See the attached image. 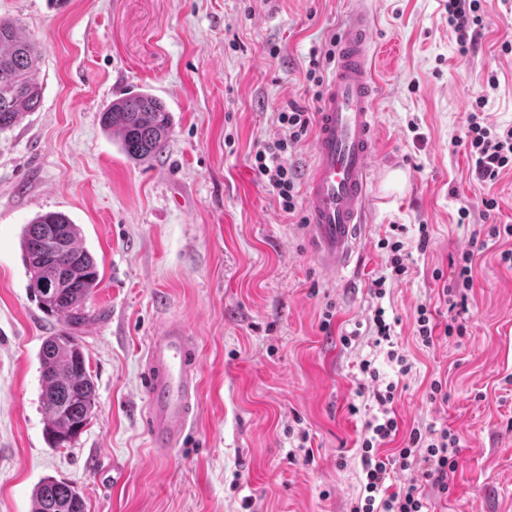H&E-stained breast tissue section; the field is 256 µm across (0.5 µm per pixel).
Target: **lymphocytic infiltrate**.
Masks as SVG:
<instances>
[{"label":"lymphocytic infiltrate","mask_w":512,"mask_h":512,"mask_svg":"<svg viewBox=\"0 0 512 512\" xmlns=\"http://www.w3.org/2000/svg\"><path fill=\"white\" fill-rule=\"evenodd\" d=\"M448 24L452 27L460 53H468L481 27V0H447ZM484 99H477L468 115L464 142L480 180H494L499 172L512 168V126L495 129L487 124L482 109ZM280 124L288 130L285 138L263 144L254 155L258 173L276 189L281 206L294 212L297 203V181L292 168L284 162L288 149L293 148L308 133L310 116L303 109L294 107L280 112ZM474 253L462 251L456 260L457 278L454 285L444 286L448 298L449 321L444 327L445 336L464 335L467 312L465 300L473 286L472 261ZM396 387L387 384L385 389L374 392L382 411L365 423L361 441L362 493L351 512H426L427 502L422 492L423 484H431L440 492L448 490V475L459 466L458 438L448 429H412L400 435L399 424L390 405ZM403 437L402 448L394 455H382L381 450L396 437ZM419 466L420 475L401 485L396 483L397 472Z\"/></svg>","instance_id":"lymphocytic-infiltrate-1"}]
</instances>
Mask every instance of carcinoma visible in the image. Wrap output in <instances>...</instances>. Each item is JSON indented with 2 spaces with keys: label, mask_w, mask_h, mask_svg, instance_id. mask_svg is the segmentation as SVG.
Returning <instances> with one entry per match:
<instances>
[{
  "label": "carcinoma",
  "mask_w": 512,
  "mask_h": 512,
  "mask_svg": "<svg viewBox=\"0 0 512 512\" xmlns=\"http://www.w3.org/2000/svg\"><path fill=\"white\" fill-rule=\"evenodd\" d=\"M39 58L37 43L22 35L13 22L0 19V131L38 108L41 87L34 71ZM100 122L135 161L157 158L169 143L170 112L148 93L113 101L101 113ZM21 250L40 310L70 324L84 321L86 301L99 285L100 274L93 254L82 245L79 225L62 212L40 214L24 227ZM41 281L58 285L57 291H41ZM38 359L45 434L52 447L65 448L90 421L96 406L95 383L80 339L69 331L45 337ZM32 512H86L85 498L77 487L45 478L33 491Z\"/></svg>",
  "instance_id": "cac0c4a2"
}]
</instances>
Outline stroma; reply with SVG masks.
Returning <instances> with one entry per match:
<instances>
[{
	"label": "stroma",
	"mask_w": 512,
	"mask_h": 512,
	"mask_svg": "<svg viewBox=\"0 0 512 512\" xmlns=\"http://www.w3.org/2000/svg\"><path fill=\"white\" fill-rule=\"evenodd\" d=\"M359 7L375 21L378 162L403 181L382 182L387 200L339 277L317 259L305 208L283 211L253 158L287 136L279 112H316L309 76L327 78L335 32ZM483 8L463 55L444 0H0V18L41 47L42 88L39 108L0 132V512H31L47 477L77 486L86 512H351L363 424L378 411L372 392L356 393L365 359L397 386L401 432L459 439L448 492L425 489L429 512H512V264L501 259L512 239L488 235L512 224V169L478 180L461 143L477 97L489 124L512 126V0ZM130 91L172 117L150 162L128 159L99 122ZM53 211L80 225L101 278L74 329L96 407L64 448L46 439L38 353L67 324L40 311L20 248L26 224ZM396 224L409 271L379 300V242ZM468 248L466 332L448 337L442 288ZM421 304L437 325L428 347L415 334ZM378 307L394 346L375 343ZM167 322L198 338L199 390L186 445L159 456L142 369ZM436 381L447 401L430 402Z\"/></svg>",
	"instance_id": "stroma-1"
}]
</instances>
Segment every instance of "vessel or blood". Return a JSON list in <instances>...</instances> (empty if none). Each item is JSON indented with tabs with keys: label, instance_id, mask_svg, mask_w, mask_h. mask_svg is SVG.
I'll return each instance as SVG.
<instances>
[{
	"label": "vessel or blood",
	"instance_id": "vessel-or-blood-1",
	"mask_svg": "<svg viewBox=\"0 0 512 512\" xmlns=\"http://www.w3.org/2000/svg\"><path fill=\"white\" fill-rule=\"evenodd\" d=\"M374 53L371 16L355 9L337 35L335 64L315 114L314 166L304 184L314 249L334 274L348 266L359 246L358 230L376 181ZM143 373L151 445L159 452L179 447L197 398L195 336L185 326L164 325L149 344Z\"/></svg>",
	"mask_w": 512,
	"mask_h": 512
}]
</instances>
